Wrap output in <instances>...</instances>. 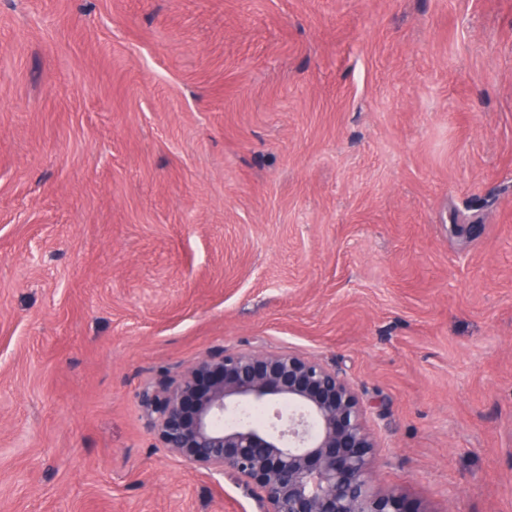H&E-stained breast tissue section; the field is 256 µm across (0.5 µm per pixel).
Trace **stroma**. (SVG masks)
<instances>
[{
	"label": "stroma",
	"mask_w": 512,
	"mask_h": 512,
	"mask_svg": "<svg viewBox=\"0 0 512 512\" xmlns=\"http://www.w3.org/2000/svg\"><path fill=\"white\" fill-rule=\"evenodd\" d=\"M218 350L512 512V0H0V512H263L141 404Z\"/></svg>",
	"instance_id": "obj_1"
}]
</instances>
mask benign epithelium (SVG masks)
<instances>
[{"instance_id":"benign-epithelium-1","label":"benign epithelium","mask_w":512,"mask_h":512,"mask_svg":"<svg viewBox=\"0 0 512 512\" xmlns=\"http://www.w3.org/2000/svg\"><path fill=\"white\" fill-rule=\"evenodd\" d=\"M162 447L261 492L264 512H426L368 478L375 442L365 410L336 370L299 352L218 351L144 390ZM283 405L274 420L224 424V414Z\"/></svg>"}]
</instances>
